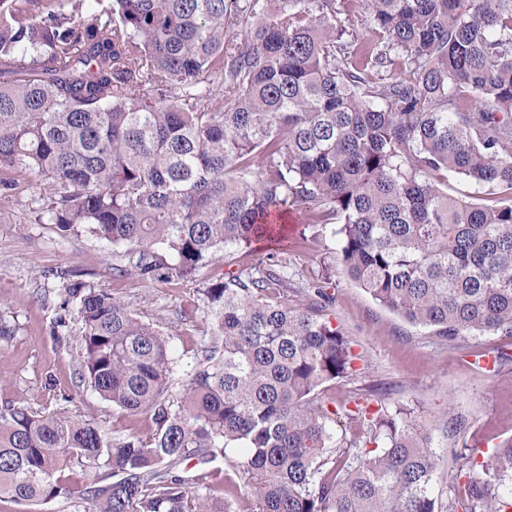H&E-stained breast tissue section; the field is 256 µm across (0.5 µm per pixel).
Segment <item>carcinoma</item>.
Segmentation results:
<instances>
[{"label": "carcinoma", "mask_w": 512, "mask_h": 512, "mask_svg": "<svg viewBox=\"0 0 512 512\" xmlns=\"http://www.w3.org/2000/svg\"><path fill=\"white\" fill-rule=\"evenodd\" d=\"M357 3L374 37L355 52L335 0H0V173H36L38 220L123 249L119 272L144 280L286 246L272 217L300 207L337 225L351 278L407 322L511 337L512 0ZM450 172L500 198L449 195ZM57 277L81 381L153 430L1 406L0 498L70 499L79 464L112 477L87 491L92 512H512V440L480 462L453 452L444 501L413 408L321 397L360 356L321 309L270 295L289 277L267 260L202 289L209 339L185 381L172 337ZM228 448L248 482L222 497L177 473Z\"/></svg>", "instance_id": "obj_1"}]
</instances>
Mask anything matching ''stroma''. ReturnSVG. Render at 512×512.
Listing matches in <instances>:
<instances>
[{
    "mask_svg": "<svg viewBox=\"0 0 512 512\" xmlns=\"http://www.w3.org/2000/svg\"><path fill=\"white\" fill-rule=\"evenodd\" d=\"M41 186L20 178L14 190L0 196V317L16 327L11 340L0 341V406L39 410L55 408L61 395H71L70 410L87 419L105 421L111 434L149 433L148 415L114 409L78 378L80 323L75 305L65 304L57 273L78 272L82 279L121 297L143 319L172 336L180 359L181 378H189L199 361V343L208 330L200 292L225 272L215 262L193 281L169 276L144 280L121 272L115 247L90 236L60 237L54 226L37 223ZM289 227L305 229L291 238L273 261L287 270L290 303L315 302V287L324 266H331L325 312L354 342L360 356L356 375L327 385L325 399L407 404L432 430L438 453L467 448L492 452L512 437V338L472 333L446 342L432 329L409 324L374 301L349 276L330 230L308 228L304 211H293ZM65 317L64 342L50 329ZM507 355L503 364L479 366L478 358ZM461 420V432L446 428ZM238 449L206 465L184 472L224 491V477L240 480Z\"/></svg>",
    "mask_w": 512,
    "mask_h": 512,
    "instance_id": "stroma-1",
    "label": "stroma"
}]
</instances>
